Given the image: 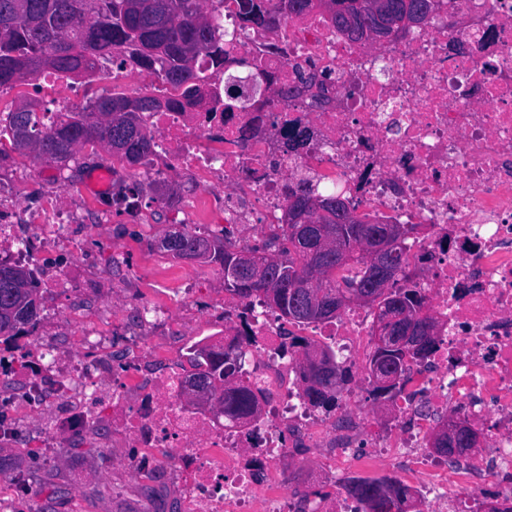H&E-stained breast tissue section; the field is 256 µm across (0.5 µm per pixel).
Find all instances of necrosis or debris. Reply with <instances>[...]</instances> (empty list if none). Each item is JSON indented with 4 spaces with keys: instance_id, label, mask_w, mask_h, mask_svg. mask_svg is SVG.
Segmentation results:
<instances>
[{
    "instance_id": "4bbe7bcc",
    "label": "necrosis or debris",
    "mask_w": 512,
    "mask_h": 512,
    "mask_svg": "<svg viewBox=\"0 0 512 512\" xmlns=\"http://www.w3.org/2000/svg\"><path fill=\"white\" fill-rule=\"evenodd\" d=\"M230 45L219 81L236 80L237 107L218 112L174 107L147 115L158 149L143 168L168 177L186 170L224 188L228 224H276L290 181L314 176L344 202L415 231L407 254L411 286L440 322L438 344L413 367L374 447L399 467L423 463L433 427L449 411L491 441V455L471 454L459 471L434 469L419 491L438 512H482L480 488L493 485L499 508H512V0H433L426 22L378 43L354 41L328 15L313 11L276 30L221 20ZM318 73L298 84L294 65ZM267 100L256 110L253 100ZM314 126L317 137L295 157H276L271 138ZM375 313L356 306L324 329L299 331L256 301L224 304L222 345L246 342L247 383L263 396L265 421L225 423L209 403L186 398L183 370L166 348L150 358L130 352L122 367L31 337L43 363L28 372L23 403L0 405V436L27 415L54 408L49 440L80 441L99 415L138 451L132 464L153 467L162 454L185 475L184 512H297L278 469L300 448L325 449L323 464L346 474L361 427L359 394L369 383ZM330 336L352 375L331 416L301 396L297 348L290 339ZM160 370L146 373L148 361ZM111 379L112 396L99 391Z\"/></svg>"
}]
</instances>
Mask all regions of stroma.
Segmentation results:
<instances>
[{"label":"stroma","instance_id":"stroma-1","mask_svg":"<svg viewBox=\"0 0 512 512\" xmlns=\"http://www.w3.org/2000/svg\"><path fill=\"white\" fill-rule=\"evenodd\" d=\"M90 150H78L65 168L43 163L15 150L0 156V188L8 190L27 224L59 219L62 241L43 249V273L67 267L77 286L59 290L39 325L50 334L79 336L103 328L114 363H123L131 345L169 347L178 357L224 319V278L217 266L172 259L159 243L176 227L199 223L202 233H224V209L204 205L208 183L185 175L155 183L138 213L112 203L111 193L91 188ZM168 307L172 322L143 326L136 302ZM49 416L23 424L0 442V512H157L166 501L181 499L183 477L162 463L161 492L148 496L145 481L130 468V448L112 445V430L100 421L96 450L81 454L68 439L45 447ZM321 449L310 448L284 465L279 479L288 490L335 492L339 483L319 467ZM57 472L61 491L48 496L37 482Z\"/></svg>","mask_w":512,"mask_h":512}]
</instances>
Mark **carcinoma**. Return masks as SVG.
Wrapping results in <instances>:
<instances>
[{
  "mask_svg": "<svg viewBox=\"0 0 512 512\" xmlns=\"http://www.w3.org/2000/svg\"><path fill=\"white\" fill-rule=\"evenodd\" d=\"M17 0H0V88L32 80L43 73L65 77L92 78L108 70L138 68L148 74L164 75L169 90L182 103L198 107L207 96L215 95L209 77L196 67L198 57L207 53L218 64L224 63L218 24L208 9L209 0H26L27 11H16ZM377 0H234L236 14L248 25L275 28L290 17L306 15L314 7L325 10L336 28L357 40L349 23L360 26L375 22ZM390 16L387 33L399 34L410 23L425 20L432 9L431 0H383ZM163 100L151 93L136 96L111 92L90 96L87 108L61 112L45 126L35 109L19 106L8 115L7 136L11 146L34 154L38 159L64 165L77 150L89 144L101 147L112 160L139 167L156 147L155 131L147 126L144 115L160 112ZM315 135L304 126L293 136L274 143L285 155L296 154ZM145 188L138 182L120 185L116 193L118 207L135 211L141 205ZM337 197L315 196L304 182L288 189L284 212L313 215L320 208L333 211ZM353 222L338 228V248L349 255L350 263L336 261L317 251L295 249L296 236L316 245L318 224H277L262 245L239 246L224 230V237H210L186 228L176 231L178 251L175 259L194 257L214 264L220 272L236 271L224 278V291L240 301L258 299L275 309L286 321L318 324L331 321L344 311L347 293L367 291L373 270L360 246L374 230L383 228L369 215L355 214ZM397 264L390 276L389 301L362 299L359 306L376 309L378 316L397 318L394 327H414L418 336L414 346L374 345L369 359L370 396L381 405L394 398L413 365L424 363L434 352L440 324L422 313L423 298L407 284L415 270L407 258L406 241L412 224H395ZM40 271L28 264L0 261V341L10 344L35 332L40 312ZM322 295L325 311L312 317L303 312L307 293ZM301 348L298 371L303 384L302 397L315 411L329 414L336 410L337 396L350 381V373L336 364V354L328 346H315L293 339ZM191 371L185 393L203 399L220 412L238 420L263 421L258 395L242 381L245 350L242 344L221 348L205 337L188 349ZM478 434L459 414L440 425L431 440V448L454 465L459 457L477 447ZM346 494L357 503V512H409L415 508L414 494L399 480L390 477H349L342 483Z\"/></svg>",
  "mask_w": 512,
  "mask_h": 512,
  "instance_id": "obj_1",
  "label": "carcinoma"
}]
</instances>
